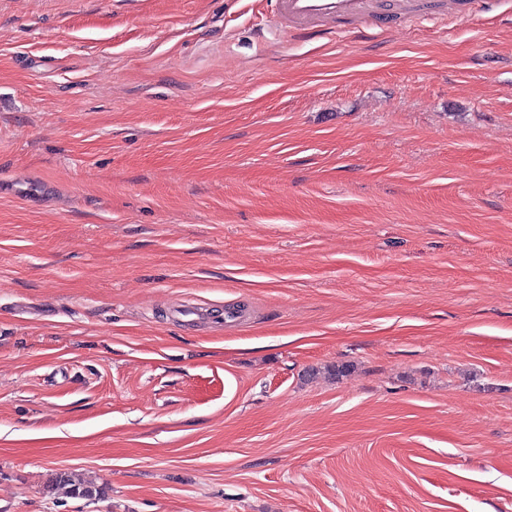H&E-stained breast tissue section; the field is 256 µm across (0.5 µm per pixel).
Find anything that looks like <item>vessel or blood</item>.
<instances>
[{"label": "vessel or blood", "mask_w": 512, "mask_h": 512, "mask_svg": "<svg viewBox=\"0 0 512 512\" xmlns=\"http://www.w3.org/2000/svg\"><path fill=\"white\" fill-rule=\"evenodd\" d=\"M277 27L295 36L336 35V20L353 17L373 28L413 12V0H270Z\"/></svg>", "instance_id": "obj_1"}]
</instances>
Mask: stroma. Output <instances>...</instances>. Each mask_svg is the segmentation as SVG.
<instances>
[{
    "label": "stroma",
    "instance_id": "obj_1",
    "mask_svg": "<svg viewBox=\"0 0 512 512\" xmlns=\"http://www.w3.org/2000/svg\"><path fill=\"white\" fill-rule=\"evenodd\" d=\"M342 27L0 0V512H512V0Z\"/></svg>",
    "mask_w": 512,
    "mask_h": 512
}]
</instances>
